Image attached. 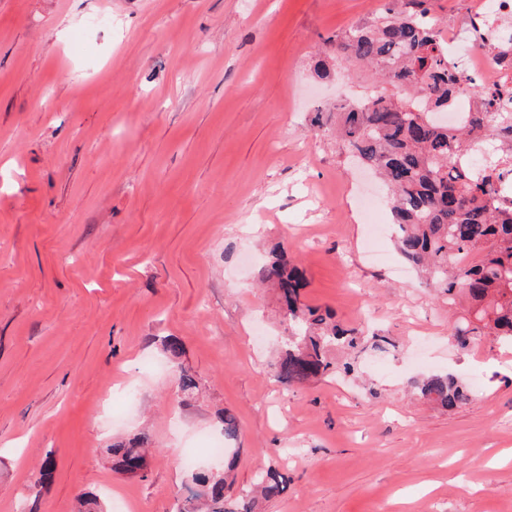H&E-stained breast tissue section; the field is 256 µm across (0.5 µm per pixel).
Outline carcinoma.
Returning <instances> with one entry per match:
<instances>
[{"label": "carcinoma", "mask_w": 512, "mask_h": 512, "mask_svg": "<svg viewBox=\"0 0 512 512\" xmlns=\"http://www.w3.org/2000/svg\"><path fill=\"white\" fill-rule=\"evenodd\" d=\"M430 0H388L372 23L341 36L336 50L341 60L370 66L380 91L364 102L336 107V137L342 149L383 179L391 197L396 247L426 282L452 302L462 293L470 300L468 317L453 329L465 348L472 337L491 335L512 344V207L497 201L504 171L489 167L480 174L464 166L467 154L481 136H501L500 157H512V112L497 113L498 126L489 125L482 110L486 91L457 72L440 45L431 23ZM465 93L475 108L458 123L439 114ZM260 284L277 290L291 333L279 356L268 365L270 375L289 388L318 377L352 374L351 362L338 366L329 353L334 346L354 350L360 337L354 328L336 321L328 309L302 300V271L284 253L262 266ZM176 383L183 395L193 393L198 379L177 366ZM420 396L443 410L469 400L467 388L448 374H432L416 382ZM224 433V474L197 467L184 472L191 497L181 512H196L201 501L208 512H260L266 501L281 497L287 477L270 465L259 471L253 487L232 494L239 427L234 415L220 417ZM144 440L112 445V466L120 473L143 469Z\"/></svg>", "instance_id": "cac0c4a2"}]
</instances>
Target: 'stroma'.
Masks as SVG:
<instances>
[{
  "label": "stroma",
  "instance_id": "1",
  "mask_svg": "<svg viewBox=\"0 0 512 512\" xmlns=\"http://www.w3.org/2000/svg\"><path fill=\"white\" fill-rule=\"evenodd\" d=\"M384 3L0 0V512H176L177 459L226 410L236 488L268 465L288 478L264 512H512V347L458 349L467 300L397 277L391 236L369 256L358 205L383 188L324 125L374 87L332 42ZM279 247L310 305L395 352L274 382L286 325L254 278ZM433 372L470 400L420 398ZM136 435L143 474L115 473L112 443Z\"/></svg>",
  "mask_w": 512,
  "mask_h": 512
}]
</instances>
